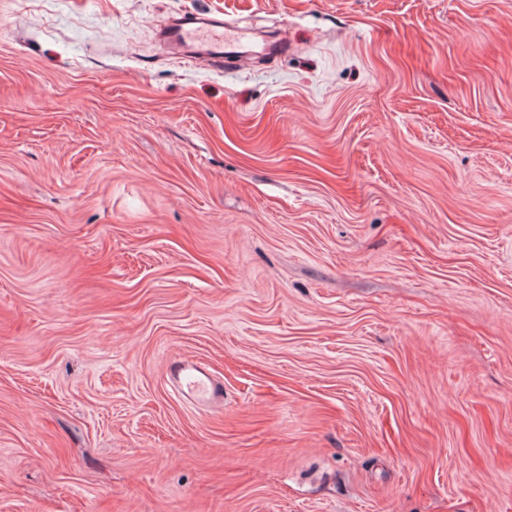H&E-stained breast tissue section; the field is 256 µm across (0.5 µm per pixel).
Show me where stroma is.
Here are the masks:
<instances>
[{"instance_id":"obj_1","label":"stroma","mask_w":512,"mask_h":512,"mask_svg":"<svg viewBox=\"0 0 512 512\" xmlns=\"http://www.w3.org/2000/svg\"><path fill=\"white\" fill-rule=\"evenodd\" d=\"M0 512H512V0H0ZM208 19H204L203 22H186L184 20H177L172 22L164 32L163 38L168 47L175 52H181L183 48H193L192 51L194 56L220 58L224 59V53L226 55H232L239 52L241 49L238 44H226L224 46V40L221 38L202 39L196 38L194 34L202 29L203 27H222L224 28V18L221 25H218L217 21L213 23H206ZM190 24H201V27L192 28ZM170 376L176 382L180 394L191 399L197 406L206 408L223 400L222 385L198 364L175 363L170 368Z\"/></svg>"}]
</instances>
